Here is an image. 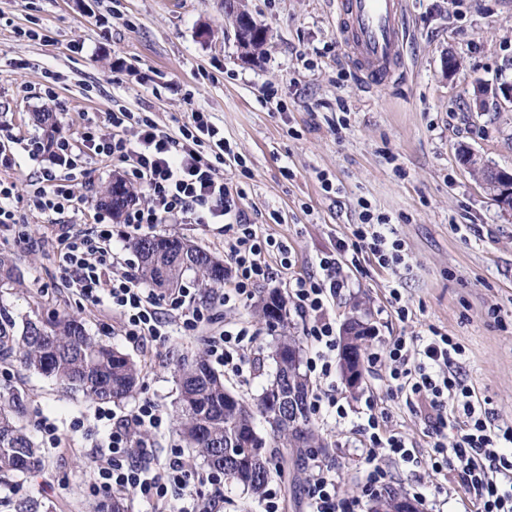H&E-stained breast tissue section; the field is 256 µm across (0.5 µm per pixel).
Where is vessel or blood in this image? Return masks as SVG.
Segmentation results:
<instances>
[{"label": "vessel or blood", "instance_id": "1", "mask_svg": "<svg viewBox=\"0 0 512 512\" xmlns=\"http://www.w3.org/2000/svg\"><path fill=\"white\" fill-rule=\"evenodd\" d=\"M336 25L348 59L372 86L404 60L403 0H336Z\"/></svg>", "mask_w": 512, "mask_h": 512}]
</instances>
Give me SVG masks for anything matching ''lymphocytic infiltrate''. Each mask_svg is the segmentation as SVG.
Masks as SVG:
<instances>
[{
  "mask_svg": "<svg viewBox=\"0 0 512 512\" xmlns=\"http://www.w3.org/2000/svg\"><path fill=\"white\" fill-rule=\"evenodd\" d=\"M32 151L37 156L49 155L54 164L68 169L66 177L47 170L35 180L33 205L45 214L74 210L69 183L81 173L91 153L122 164L127 181L147 192L148 203L126 215L125 222L134 232L150 231L169 221L218 225L224 238V279L228 283L222 298L225 307L238 306L250 298L256 284L271 277V255H278L283 268L292 266L287 246L260 235L243 212L236 210L232 183L220 170L233 150L209 113L193 112L189 125L174 137L159 130L149 116L121 107L109 112L105 125L86 127L79 138L37 141ZM54 254L62 280L83 300L118 315L120 334L132 344L163 345L172 333L194 334L211 319L209 309L196 305L184 288L170 293L165 304H158L152 290L123 271L111 225L98 224L84 233L60 225ZM367 255L386 269L405 260L390 218L373 216L366 209L350 237L338 241L335 255L319 259V275L298 276L288 282L290 295L312 317L307 334L316 350L308 368L319 379L330 377L331 354L336 349L330 302L350 286L343 266H359ZM251 342L247 321L228 322L210 337L208 355L225 373L240 378ZM387 353L390 394L420 400L427 408L425 420L432 435L425 460L428 470L454 473L458 485L472 492L477 512H512V428L492 426L473 402L461 372V346L432 327L427 335L410 341L401 336L393 339ZM452 407L464 423L453 434L448 431ZM365 417L367 489L374 493L387 485L383 457L410 462L414 454L401 435H381L385 414L374 400H366ZM95 419L109 424L111 430L93 458L92 495L131 493L152 505L155 512H220L223 474L199 471L176 447L164 459H157L151 443L145 441V434H161L166 424L156 401L143 399L126 415L101 407ZM198 484L210 487V494L196 493ZM307 496L308 512H358L360 507L359 501L340 496L335 469L319 463L312 467Z\"/></svg>",
  "mask_w": 512,
  "mask_h": 512,
  "instance_id": "f902f5d3",
  "label": "lymphocytic infiltrate"
}]
</instances>
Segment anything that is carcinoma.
<instances>
[{
    "instance_id": "obj_1",
    "label": "carcinoma",
    "mask_w": 512,
    "mask_h": 512,
    "mask_svg": "<svg viewBox=\"0 0 512 512\" xmlns=\"http://www.w3.org/2000/svg\"><path fill=\"white\" fill-rule=\"evenodd\" d=\"M251 54L264 53L266 29L252 23ZM133 201V194L121 179L105 190L104 205L118 218ZM140 259L139 277L155 288L171 291L180 287L188 272L198 275L205 285L224 284V263L208 252L175 236L140 237L131 243ZM19 282L16 261L0 252V288ZM258 309L268 325L281 330L271 352L276 362L275 376L263 388L256 403L232 396L224 379L210 366L204 355L182 359L177 365L179 397L177 417L186 447L202 458L212 470L224 472V479L259 494L273 475L283 476L288 466V451L298 453L318 444L310 425L309 382L301 363L288 355L300 354V341L288 335V312L281 294L273 291L260 300ZM15 322L7 309L0 307V358L19 360L67 391L80 392L97 403H120L133 392L141 369L126 355L90 336L78 318L57 312L46 319L26 321L21 334H14ZM297 392L298 416L281 421L271 429L270 440L254 438L250 448L234 453L235 460L224 458L233 435L256 431L255 419H268L275 407H288V396ZM42 460L25 428L11 411L0 407V478L40 472Z\"/></svg>"
}]
</instances>
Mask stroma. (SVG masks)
I'll list each match as a JSON object with an SVG mask.
<instances>
[{"label":"stroma","mask_w":512,"mask_h":512,"mask_svg":"<svg viewBox=\"0 0 512 512\" xmlns=\"http://www.w3.org/2000/svg\"><path fill=\"white\" fill-rule=\"evenodd\" d=\"M241 2L268 31L266 53L256 62L242 59L224 0H0V126L15 139L0 181L15 183L18 193L17 223L0 231V250L13 254L20 270L19 284L0 288V306L19 325L56 311L80 317L91 336L143 369L139 387L116 412L155 400L166 419L157 455L181 445L175 368L207 350L205 333L176 336L163 347L133 345L120 336L116 315L65 287L53 255L58 228L31 200L30 183L49 161L31 157L28 144L44 137L39 116L45 111L56 116L60 135L75 138L86 126L104 124L117 104L147 113L174 136L191 112L203 110L238 156L224 166L225 177L244 191L236 206L260 234L292 253V268H275L272 279L255 287V298L287 293L289 278L318 272V257L333 253L337 240L360 223L358 202L366 200L373 214L391 218L411 266L395 275L369 258L346 268L350 286L332 303L331 317L341 324L360 313L370 350L431 326L447 332L464 350L462 373L491 422L512 425V213L459 160L465 148L512 171V109L490 94L482 107L471 105L478 85L503 72L512 78V0H405V63L400 76L376 88L345 58L335 0ZM30 28L38 38L24 37ZM449 54L460 66L448 75L442 61ZM270 88L278 102H266ZM84 167L85 177L73 183L80 205L72 224L84 230L111 225L115 245L126 248L132 228L114 222L100 204L102 188L123 177L122 165L91 155ZM325 178L334 192L323 190ZM396 279L409 308L404 320L389 304ZM182 285L217 324L249 321L251 377L228 376L224 383L257 398L275 371L269 352L277 330L257 316L253 301L227 309L219 302L221 289L202 287L191 274ZM0 373L7 376L0 405L26 427L43 459L41 476L0 483V512H14L22 500L36 502L38 512H95L89 456L104 438L103 428L93 425L95 403L16 362L0 361ZM362 373L353 392L334 373L346 418L312 414L322 447L289 456L287 480L270 481L282 512H306L316 461L335 468L340 494L360 499L361 512H368L367 397L385 409L387 429L403 435L415 456H426L424 408L388 396L385 363H363ZM43 417L70 434L72 449L48 446L37 424ZM77 419L86 428L74 433ZM382 464L402 496L423 489L422 512H473L452 474L390 457Z\"/></svg>","instance_id":"1"}]
</instances>
